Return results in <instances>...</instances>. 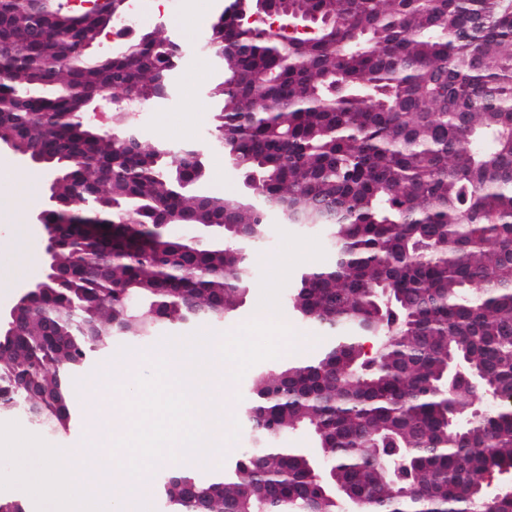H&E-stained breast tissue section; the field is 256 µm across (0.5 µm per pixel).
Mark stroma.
<instances>
[{
	"mask_svg": "<svg viewBox=\"0 0 512 512\" xmlns=\"http://www.w3.org/2000/svg\"><path fill=\"white\" fill-rule=\"evenodd\" d=\"M231 0H182L180 7L172 12L157 15L164 37L176 41L182 48L178 67L173 75L172 91L163 100L154 104L155 114L138 120L137 127L142 148L151 149L164 144L173 149L193 146L199 149L209 172L206 191L236 199L245 191L243 174L236 170L222 147L213 139L214 115L220 108L219 100L212 89L219 82L222 63L209 51L204 50L202 33L208 32L213 17L221 13ZM31 165L16 158L13 153L0 150V297L12 292L15 285L29 284L34 273H45L47 257L43 236L34 234L36 217L48 205L49 180L40 176L30 180ZM267 234L261 243L254 246L250 254L253 285L234 315L221 322L198 325L196 331L209 336L236 330L249 322L250 316L260 300L259 281L268 258L280 248L281 232L315 238L325 252L326 261H333L334 250L327 237L319 230L298 225L284 224L279 211L266 208L264 213ZM312 260L297 264L279 295L281 314L287 315L288 326L295 336L296 350L282 352L281 360L302 361L317 356L326 343L321 329L293 315L288 299L304 269L312 267ZM158 338L141 340L124 337L114 340L112 347L97 358L87 369L72 378L75 385L87 386L97 373L112 370L126 373L129 377L151 376L147 366H138L133 356L139 351H148L159 346ZM111 416L110 407L98 405L93 392L79 395L77 418L70 430L63 435L48 437V444L64 449V463H71L68 449L77 447L86 438L91 415Z\"/></svg>",
	"mask_w": 512,
	"mask_h": 512,
	"instance_id": "obj_1",
	"label": "stroma"
}]
</instances>
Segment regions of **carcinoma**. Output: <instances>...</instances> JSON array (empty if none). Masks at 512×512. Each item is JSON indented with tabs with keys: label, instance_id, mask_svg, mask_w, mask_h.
<instances>
[{
	"label": "carcinoma",
	"instance_id": "1",
	"mask_svg": "<svg viewBox=\"0 0 512 512\" xmlns=\"http://www.w3.org/2000/svg\"><path fill=\"white\" fill-rule=\"evenodd\" d=\"M273 32L210 26L223 63L214 131L254 175L241 200L204 191L193 148H141L87 122L100 94L143 105L180 50L150 35L96 53L103 10L0 0V136L59 174L56 263L0 337V411L70 428L71 378L117 337L219 322L245 301L263 206L319 227L293 310L329 334L316 358L252 381L253 449L209 477L165 471L166 512H512V0H278ZM376 342L366 351L367 338ZM481 394L489 404L468 409ZM307 431L316 453L288 447Z\"/></svg>",
	"mask_w": 512,
	"mask_h": 512
}]
</instances>
